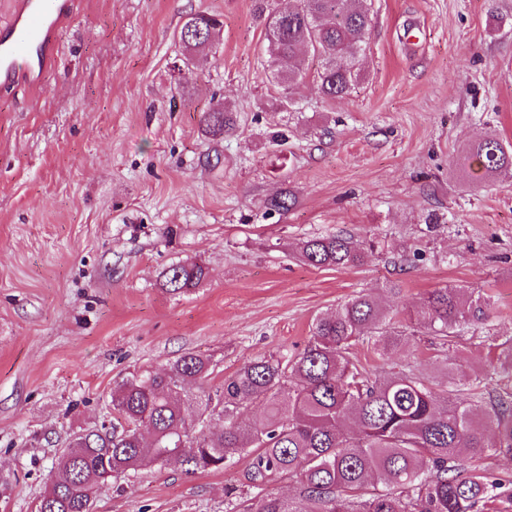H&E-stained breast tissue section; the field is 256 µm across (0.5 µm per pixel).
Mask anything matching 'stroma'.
Masks as SVG:
<instances>
[{
	"label": "stroma",
	"instance_id": "obj_1",
	"mask_svg": "<svg viewBox=\"0 0 512 512\" xmlns=\"http://www.w3.org/2000/svg\"><path fill=\"white\" fill-rule=\"evenodd\" d=\"M197 12L224 26L188 66L178 32ZM371 15L363 76L336 99L312 59L290 88L272 78L251 0H78L42 86L0 93V512H36L58 442L111 423L131 373L194 351L220 385L302 351L315 318L360 293L399 313L437 288L485 293L456 348L488 372L491 341L512 336V178L479 184L457 160L489 134L512 145V0H371ZM218 107L238 127L206 136ZM284 191L291 210L267 209ZM340 231L361 265L297 258ZM187 260L208 276L170 295L164 274ZM396 329L391 358L359 341L354 362L441 387L439 340ZM250 463L148 468L93 512H231Z\"/></svg>",
	"mask_w": 512,
	"mask_h": 512
}]
</instances>
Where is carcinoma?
<instances>
[{"instance_id": "obj_1", "label": "carcinoma", "mask_w": 512, "mask_h": 512, "mask_svg": "<svg viewBox=\"0 0 512 512\" xmlns=\"http://www.w3.org/2000/svg\"><path fill=\"white\" fill-rule=\"evenodd\" d=\"M263 21L267 52L279 82L300 75L305 51L318 60L315 79L328 98L348 94L359 77L371 22L366 0H252ZM215 17L195 14L179 32L184 57L207 55ZM237 115L222 109L205 116V133L232 132ZM482 177H512V147L488 136L460 159ZM316 267L359 265L362 252L345 233L314 237L298 247ZM207 276L197 262L171 266L165 288L172 295L198 287ZM488 298L467 288H439L420 310L423 323L443 342L486 317ZM393 316L368 294H358L312 325L304 350L288 358L245 362L209 388V357L185 352L161 371H142L112 391L111 426L73 433L59 452L48 491L37 512H92L95 495L144 466H179L187 474L220 472L251 458L248 482L255 488L276 476L300 484L307 510L279 496L242 498L235 512H482L487 501H512V480L465 470L463 457H512V392L508 398L470 384L459 357L444 356L446 389L437 392L413 370L372 374L350 358L351 346L373 342L384 358L403 345L390 331ZM492 370L512 377V338L491 344ZM256 402L259 417L248 416ZM386 489L368 495L369 481Z\"/></svg>"}]
</instances>
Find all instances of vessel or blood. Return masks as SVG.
Wrapping results in <instances>:
<instances>
[{
	"label": "vessel or blood",
	"mask_w": 512,
	"mask_h": 512,
	"mask_svg": "<svg viewBox=\"0 0 512 512\" xmlns=\"http://www.w3.org/2000/svg\"><path fill=\"white\" fill-rule=\"evenodd\" d=\"M77 0H12L0 23V89L39 82L57 61L61 30L75 14Z\"/></svg>",
	"instance_id": "b4317fda"
}]
</instances>
